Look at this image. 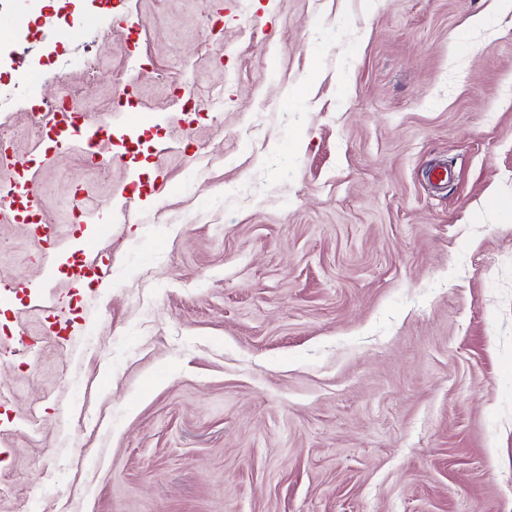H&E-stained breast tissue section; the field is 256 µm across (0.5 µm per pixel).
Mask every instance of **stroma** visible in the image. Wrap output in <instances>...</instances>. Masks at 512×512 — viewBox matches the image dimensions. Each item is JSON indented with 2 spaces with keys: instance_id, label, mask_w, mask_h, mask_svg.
I'll return each instance as SVG.
<instances>
[{
  "instance_id": "stroma-1",
  "label": "stroma",
  "mask_w": 512,
  "mask_h": 512,
  "mask_svg": "<svg viewBox=\"0 0 512 512\" xmlns=\"http://www.w3.org/2000/svg\"><path fill=\"white\" fill-rule=\"evenodd\" d=\"M110 3L0 0L10 154L112 129L36 171L53 246L0 218V512H512V11ZM56 107V102H44L41 106L42 112H52ZM71 113H75L63 109L48 113V119L44 125V136L46 140L56 146L69 145L75 137L81 135L86 142L96 140L100 134V129L89 123H80L81 115L77 114L76 119Z\"/></svg>"
}]
</instances>
